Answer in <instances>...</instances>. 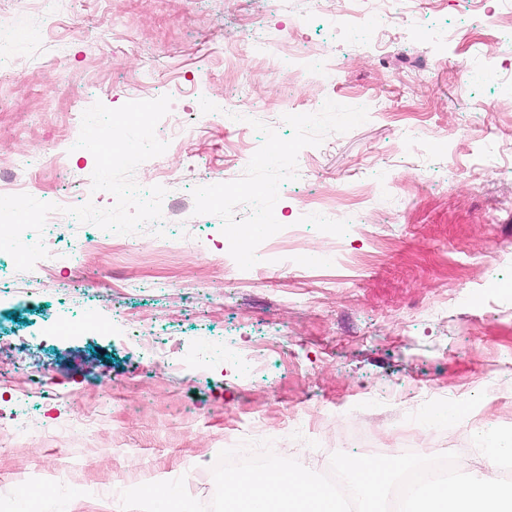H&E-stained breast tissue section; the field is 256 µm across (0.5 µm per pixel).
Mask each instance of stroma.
I'll return each mask as SVG.
<instances>
[{"mask_svg": "<svg viewBox=\"0 0 512 512\" xmlns=\"http://www.w3.org/2000/svg\"><path fill=\"white\" fill-rule=\"evenodd\" d=\"M401 8L383 49L328 30L309 0H0V31L18 35L0 77V176L60 152L97 101L167 95L192 130L134 173L145 189L170 180L162 210L184 219L164 235H113L106 269L68 259L99 237L91 224L51 230L60 258L36 274L0 252V383L41 373L58 391L0 429V512L63 462L78 512L179 477L206 504L210 461L243 440L318 473L334 452L391 448L475 466L473 435L512 425V34L496 33L486 0ZM290 42L335 70L336 107L309 131L282 116L324 94L280 65ZM417 56L440 65L415 71ZM203 99L244 124L201 119ZM274 140L293 167L259 163ZM94 168L70 153L30 194L79 198ZM242 185L264 188L251 211L272 226L248 265L229 241ZM321 199L358 209L356 224L306 219ZM72 308L80 330L47 332ZM451 402L467 408L451 426L403 434Z\"/></svg>", "mask_w": 512, "mask_h": 512, "instance_id": "stroma-1", "label": "stroma"}]
</instances>
